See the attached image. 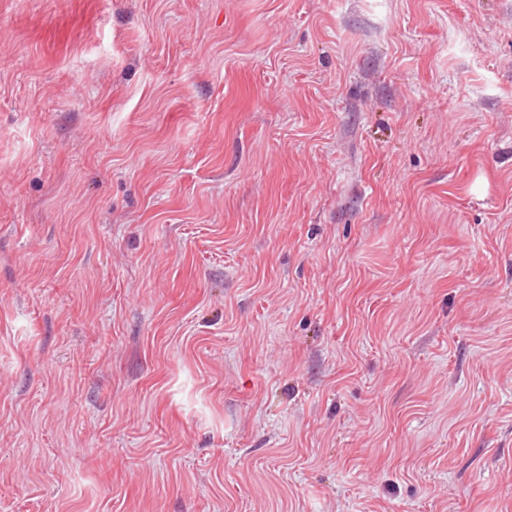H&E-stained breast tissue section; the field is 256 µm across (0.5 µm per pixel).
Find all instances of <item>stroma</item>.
<instances>
[{"instance_id":"obj_1","label":"stroma","mask_w":512,"mask_h":512,"mask_svg":"<svg viewBox=\"0 0 512 512\" xmlns=\"http://www.w3.org/2000/svg\"><path fill=\"white\" fill-rule=\"evenodd\" d=\"M0 512H512V0H0Z\"/></svg>"}]
</instances>
